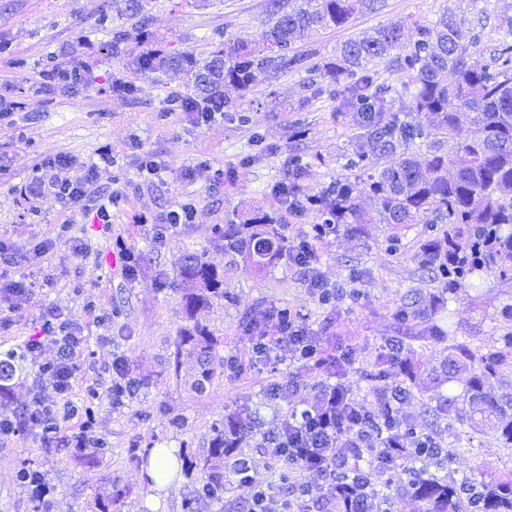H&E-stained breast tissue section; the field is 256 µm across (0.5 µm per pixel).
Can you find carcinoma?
<instances>
[{
  "instance_id": "1",
  "label": "carcinoma",
  "mask_w": 512,
  "mask_h": 512,
  "mask_svg": "<svg viewBox=\"0 0 512 512\" xmlns=\"http://www.w3.org/2000/svg\"><path fill=\"white\" fill-rule=\"evenodd\" d=\"M314 5L289 10L278 7L273 24L258 40L236 38L224 42L206 59H191L196 86L215 108L232 109L215 98L221 86L249 88L255 71L272 66L283 72L302 70L314 55L294 44L323 29L341 28L361 11L366 0H313ZM416 39L403 40L404 24L382 25L370 34L349 39L333 61L316 66L336 113H356L357 135L371 154L390 157L376 167L366 154L346 167L354 176L336 179L330 188L307 196L304 208L317 223L331 217L336 224H387L391 247L400 241L405 224H423L434 233L422 248V262L434 278L450 287L467 275L496 269L512 272V16L497 19V45L490 58L482 48L484 27L472 25L455 10L435 21H412ZM397 76L399 85L385 75ZM453 151L445 153V143ZM417 143L427 146L419 162L409 153ZM362 193L375 202V213L359 210ZM286 222L281 215L248 213L215 231L224 254L241 258L263 274L288 255ZM180 276L187 290L186 310L194 313L210 297L235 301L224 291V276L205 259V253L185 257ZM204 328L196 325L185 341L199 352L204 364L195 380L196 391L210 384L211 345ZM449 368L469 370L460 393L446 396L441 383L426 387L428 406L438 414L457 409L456 423L479 430L488 425L499 441L512 447V391L499 392L494 381L512 358L499 350L475 354L452 346ZM426 433L397 421L390 438L409 445L403 454L364 457L365 472L390 475L386 488L400 487L423 502L424 512H512V476L486 482H461L447 474L440 479L431 468L448 469L456 448L438 447L433 453L414 452L410 446ZM246 467L204 466L198 477V495L217 500L228 490L230 478L247 479Z\"/></svg>"
}]
</instances>
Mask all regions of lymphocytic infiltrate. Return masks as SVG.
<instances>
[{
	"mask_svg": "<svg viewBox=\"0 0 512 512\" xmlns=\"http://www.w3.org/2000/svg\"><path fill=\"white\" fill-rule=\"evenodd\" d=\"M73 163V158L65 154L46 156L36 165L27 181L19 186L20 195L49 192L65 205L82 206L96 180L98 166L94 163L87 165L81 176L71 178L67 172ZM84 341L82 324L51 308L42 316L39 335L25 338L17 348L0 358V367H9L17 357H37L45 343L57 347L55 359L39 364L33 382L34 391L23 415L14 419L0 418V438L18 437L35 427L43 445L48 447L56 444L74 449L103 448V441L95 436L97 419L93 405L103 395L112 405H121L131 393L132 382L126 359L114 358L111 363L112 381L106 391L90 390L88 407L84 412H77L70 396L78 371L75 356ZM277 346L289 348L295 359L303 361L317 354L319 342L296 321L275 340L264 338L255 343L253 350L266 356ZM46 383L54 390L53 398H45L40 392ZM340 399V384L326 385L317 405L288 418L285 446H278L272 435L264 436L266 453L276 459L287 458L292 464L304 463L306 472L320 477L333 473L340 459L345 460L349 467H358L364 459L368 442L362 436L349 435L345 418L337 410Z\"/></svg>",
	"mask_w": 512,
	"mask_h": 512,
	"instance_id": "obj_1",
	"label": "lymphocytic infiltrate"
}]
</instances>
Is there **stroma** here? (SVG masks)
<instances>
[{"label":"stroma","mask_w":512,"mask_h":512,"mask_svg":"<svg viewBox=\"0 0 512 512\" xmlns=\"http://www.w3.org/2000/svg\"><path fill=\"white\" fill-rule=\"evenodd\" d=\"M272 3L0 0V98L12 106L10 116L0 120V239L21 256L20 263L0 268V277H23L38 285L30 300L10 312V327L0 329V348L39 335L43 312L54 307L85 329L86 344L75 358V398L91 385L106 390L112 359L119 355L137 383L122 405L104 400L97 408L96 435L106 449L47 448L35 428L0 441V512H41L18 482L17 473L25 466L43 471L54 488L51 512H148L145 502L152 490L144 464L129 457L132 448L142 454L152 448L178 452L174 489L160 512H185L190 501L197 512H248L260 488L268 491L267 512H285L279 466L265 453L261 436L280 430L291 413L313 405L324 384L343 383L362 410L377 412L376 389L365 373L386 356L388 344L400 345L415 378L400 418L447 446L452 439L444 421L423 411L420 383L445 379L451 392H460L461 380L448 376L451 346L502 349L501 311L512 305V274L469 276L445 292L417 257L427 236L424 225L404 227L393 251L388 225L342 224L320 243L309 266L283 259L263 275L242 261L228 262L217 246L214 228L227 224L233 212L252 203L282 212L276 187L292 157L302 156L308 164L304 191L318 194L364 149L353 113L336 114L328 95H313L317 73L255 72L249 90L225 87L234 113L200 126L193 113L172 109L175 96H199L186 69L145 72L137 66L138 58L154 48L170 59H202L224 40L260 38L271 24ZM449 8L459 9V0H371L345 28L321 30L311 45L318 60H332L360 33L411 19L431 22ZM116 31L125 34L117 54L112 51ZM68 61L92 70L94 80L73 92L42 86V71ZM118 78L133 83L135 94L113 91ZM106 145L112 158L104 163L99 151ZM56 153L73 157V177L82 175L83 164L98 163L87 208H66L51 195H19L18 186L33 168ZM145 155L157 162L156 173L141 168ZM115 192L125 195L127 203L113 211L106 230L90 209ZM187 201L195 206V219L178 228L164 247H155L148 230L135 222L144 212L164 223L169 210ZM66 221L86 243V253L74 255L62 240L48 254L35 253V245ZM124 247L139 255L131 278L122 269ZM193 252L205 253L223 271L224 289L237 300L212 301L191 321L183 310L180 269ZM314 277L336 292V301H319L309 286ZM91 302L111 312V323L96 321L95 310L87 308ZM272 306L302 316L320 339L321 355L337 358L328 371H309L284 347L274 349L270 359L257 357L253 337L243 335L239 324L244 316ZM402 309L407 317H399ZM195 321L210 333L216 365L214 381L203 395L191 388L200 361L184 340L185 328ZM54 354L49 344L39 361L17 360V379L0 391V417L22 414L38 362ZM227 358L234 373L221 365ZM274 381L288 388L273 397L269 385ZM233 413L260 423L237 446L250 461L251 481L232 485L221 501L198 500L196 465L212 456L214 423ZM452 469L458 479L479 470L489 479L512 472V447H505L492 430H483L457 455Z\"/></svg>","instance_id":"35a3bbf8"}]
</instances>
